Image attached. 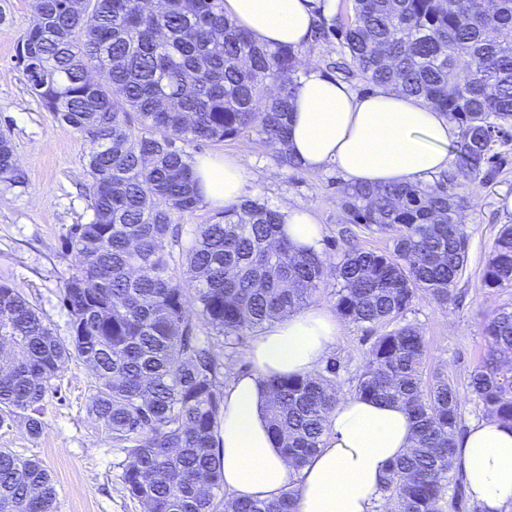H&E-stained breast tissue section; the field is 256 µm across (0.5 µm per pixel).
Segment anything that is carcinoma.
<instances>
[{
	"label": "carcinoma",
	"mask_w": 512,
	"mask_h": 512,
	"mask_svg": "<svg viewBox=\"0 0 512 512\" xmlns=\"http://www.w3.org/2000/svg\"><path fill=\"white\" fill-rule=\"evenodd\" d=\"M318 38L336 41L348 78L422 101L458 128V167L431 183L347 186L344 220L390 235L383 251L298 252L280 235L278 210L246 200L209 224H177L201 205L192 158L176 143L223 142L254 131L282 166L300 52L253 39L224 16V0H36L17 64L44 109L87 142L93 211L63 245L76 257L61 302L70 334L56 335L12 284L0 283V422L42 431L40 407L61 368L94 375L89 413L124 453L121 482L153 512H296L290 489L272 501L226 500L219 432L228 358L246 336L301 309L328 275L336 310L356 325L396 326L370 337L355 395L401 405L416 445L391 463L383 485L394 512L455 509L448 496L460 424L449 379L425 376L424 340L401 319L416 298L440 306L466 270L459 178L497 170L512 141V0H346L320 15ZM95 71L93 81L84 73ZM16 171L0 134V176ZM488 288L512 286V225L495 239ZM487 354L468 382L488 417L512 422V311L483 327ZM341 365L266 381L269 428L300 469L320 448L336 408ZM0 512H56L40 462L0 448Z\"/></svg>",
	"instance_id": "cac0c4a2"
}]
</instances>
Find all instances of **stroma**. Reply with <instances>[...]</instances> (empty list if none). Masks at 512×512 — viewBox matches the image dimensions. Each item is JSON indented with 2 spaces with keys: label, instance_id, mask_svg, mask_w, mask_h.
I'll list each match as a JSON object with an SVG mask.
<instances>
[{
  "label": "stroma",
  "instance_id": "obj_1",
  "mask_svg": "<svg viewBox=\"0 0 512 512\" xmlns=\"http://www.w3.org/2000/svg\"><path fill=\"white\" fill-rule=\"evenodd\" d=\"M33 11L34 0H0V130L11 135L20 174L15 182L0 180V281L19 288L55 333L65 337L69 317L61 292L76 258L62 243L71 225L87 223L92 216L83 161L87 144L31 95L15 63L17 40ZM187 151L194 157L249 156L245 198L309 210L324 237L336 241L332 261L342 258L347 244L339 238L345 222L337 190L345 180L335 168L311 172L278 165L253 133L220 143L191 144ZM500 151L506 161L495 175L464 180L457 187L469 202L464 211L469 249L467 268L454 287L452 301L443 308L421 297L406 315L424 337L426 375L438 373L456 385L464 429L484 417L468 388L471 372L487 351L483 324L494 312L512 309V287L488 288L482 280L500 227L512 224V210L506 205L512 196V143L502 145ZM383 331L380 325L368 329L345 324L332 351L342 364L339 396L353 395L369 346L367 338ZM56 385L42 406L40 435L30 436L20 423L0 425V448L41 462L57 491V512H145L142 502L123 489L122 454L111 451L108 436L88 413L94 389L90 370L69 363L61 369Z\"/></svg>",
  "mask_w": 512,
  "mask_h": 512
}]
</instances>
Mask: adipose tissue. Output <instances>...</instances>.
I'll list each match as a JSON object with an SVG mask.
<instances>
[{
    "label": "adipose tissue",
    "mask_w": 512,
    "mask_h": 512,
    "mask_svg": "<svg viewBox=\"0 0 512 512\" xmlns=\"http://www.w3.org/2000/svg\"><path fill=\"white\" fill-rule=\"evenodd\" d=\"M336 0H224V13L260 43L307 44L320 15ZM288 148L304 169L333 165L352 184L384 186L429 180L448 168L457 130L421 101L379 89L361 96L346 83L309 68L296 91ZM202 202L238 205L248 162L204 157L193 165ZM282 231L296 250H319L322 226L307 210L281 208ZM343 333L330 311L301 310L267 325L244 352L251 370L224 388L220 440L229 496L268 500L297 491V512H380L389 464L413 446L412 420L396 404L356 396L340 399L327 436L301 470H294L268 430L261 381L316 372ZM455 465L482 512H512V423L473 422L459 438Z\"/></svg>",
    "instance_id": "1"
}]
</instances>
